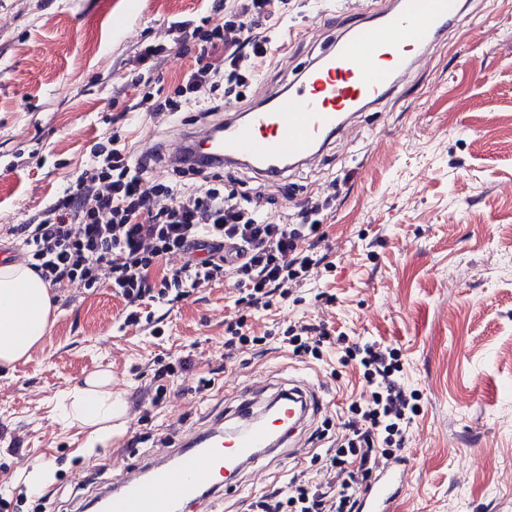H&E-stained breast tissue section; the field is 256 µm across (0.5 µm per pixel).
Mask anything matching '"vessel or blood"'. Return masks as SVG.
Returning a JSON list of instances; mask_svg holds the SVG:
<instances>
[{
	"label": "vessel or blood",
	"mask_w": 512,
	"mask_h": 512,
	"mask_svg": "<svg viewBox=\"0 0 512 512\" xmlns=\"http://www.w3.org/2000/svg\"><path fill=\"white\" fill-rule=\"evenodd\" d=\"M463 13L461 0H393L378 17L348 27L296 78L268 89L244 113L181 135L165 152L167 164L197 167L217 159L280 177L315 163L351 117L393 92L435 37L460 25ZM294 396L309 411L320 404L293 387L278 392L276 421H256L249 411L233 425L212 423L179 448L161 449L160 462L122 474L107 512H178L223 487L226 471L273 464L276 447L292 430ZM408 486L406 461L383 465L361 494V512H393Z\"/></svg>",
	"instance_id": "vessel-or-blood-1"
}]
</instances>
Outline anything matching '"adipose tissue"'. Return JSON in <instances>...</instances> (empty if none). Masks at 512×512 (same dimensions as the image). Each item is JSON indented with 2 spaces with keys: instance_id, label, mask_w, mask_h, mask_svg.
Here are the masks:
<instances>
[{
  "instance_id": "1",
  "label": "adipose tissue",
  "mask_w": 512,
  "mask_h": 512,
  "mask_svg": "<svg viewBox=\"0 0 512 512\" xmlns=\"http://www.w3.org/2000/svg\"><path fill=\"white\" fill-rule=\"evenodd\" d=\"M51 307V290L32 269L0 266V367H12L41 342L50 328ZM124 408V400L112 391L110 375L102 373L65 397L62 415L88 426L85 449L91 452L111 438L106 423Z\"/></svg>"
}]
</instances>
